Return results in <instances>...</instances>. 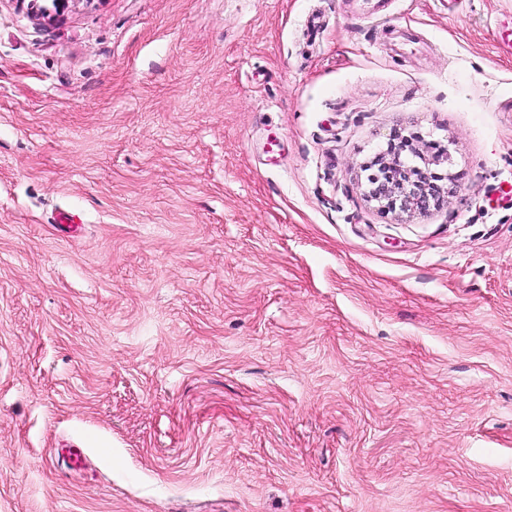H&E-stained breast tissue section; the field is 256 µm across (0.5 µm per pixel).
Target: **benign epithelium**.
Returning a JSON list of instances; mask_svg holds the SVG:
<instances>
[{"instance_id": "7a95c632", "label": "benign epithelium", "mask_w": 512, "mask_h": 512, "mask_svg": "<svg viewBox=\"0 0 512 512\" xmlns=\"http://www.w3.org/2000/svg\"><path fill=\"white\" fill-rule=\"evenodd\" d=\"M442 180V175L404 165L396 154L367 176V196L383 212H423L443 205L453 193L452 186L440 184Z\"/></svg>"}]
</instances>
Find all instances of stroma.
I'll list each match as a JSON object with an SVG mask.
<instances>
[{
	"label": "stroma",
	"mask_w": 512,
	"mask_h": 512,
	"mask_svg": "<svg viewBox=\"0 0 512 512\" xmlns=\"http://www.w3.org/2000/svg\"><path fill=\"white\" fill-rule=\"evenodd\" d=\"M52 7L0 0V512H512V0ZM397 132L442 207L367 200Z\"/></svg>",
	"instance_id": "35a3bbf8"
}]
</instances>
